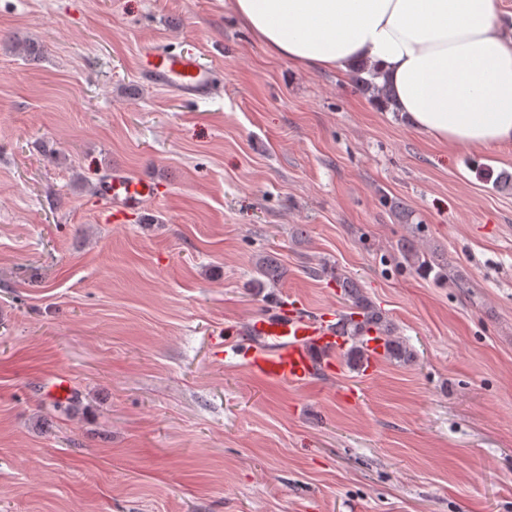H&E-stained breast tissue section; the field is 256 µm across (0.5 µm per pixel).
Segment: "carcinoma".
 I'll return each instance as SVG.
<instances>
[{"label": "carcinoma", "mask_w": 512, "mask_h": 512, "mask_svg": "<svg viewBox=\"0 0 512 512\" xmlns=\"http://www.w3.org/2000/svg\"><path fill=\"white\" fill-rule=\"evenodd\" d=\"M377 78L378 74L365 63L359 66L354 75L355 83L360 90L387 103L390 99V89L384 83L378 84ZM401 256L407 265L419 272L429 274L433 271L428 253L413 243L402 248ZM256 272L268 283H275L284 276L283 268L267 256L257 261ZM336 287L340 288L344 304V310L340 313L341 324L344 334L351 341V346L344 353L347 362L354 365L361 364L364 356L361 331L368 328H373L382 335L383 357L403 362L414 358L413 350L404 339L396 335L395 326L371 302L363 288L353 280L339 274L336 275Z\"/></svg>", "instance_id": "carcinoma-1"}]
</instances>
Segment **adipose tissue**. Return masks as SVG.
Instances as JSON below:
<instances>
[{"label": "adipose tissue", "instance_id": "ef3b65f1", "mask_svg": "<svg viewBox=\"0 0 512 512\" xmlns=\"http://www.w3.org/2000/svg\"><path fill=\"white\" fill-rule=\"evenodd\" d=\"M272 55L315 70L365 61L396 109L437 142L512 143V35L499 0H231Z\"/></svg>", "mask_w": 512, "mask_h": 512}]
</instances>
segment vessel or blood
I'll use <instances>...</instances> for the list:
<instances>
[{"mask_svg":"<svg viewBox=\"0 0 512 512\" xmlns=\"http://www.w3.org/2000/svg\"><path fill=\"white\" fill-rule=\"evenodd\" d=\"M139 70L147 82L184 100L208 98L218 84L213 67L176 47L144 51ZM156 188V182L148 178L116 175L101 184L98 192L118 212L136 213L154 198ZM345 341L338 315L329 311L311 315L277 300L260 315L232 326L230 337L224 340V355L243 357L258 377L302 387L318 374L334 370L336 354Z\"/></svg>","mask_w":512,"mask_h":512,"instance_id":"b4317fda","label":"vessel or blood"}]
</instances>
